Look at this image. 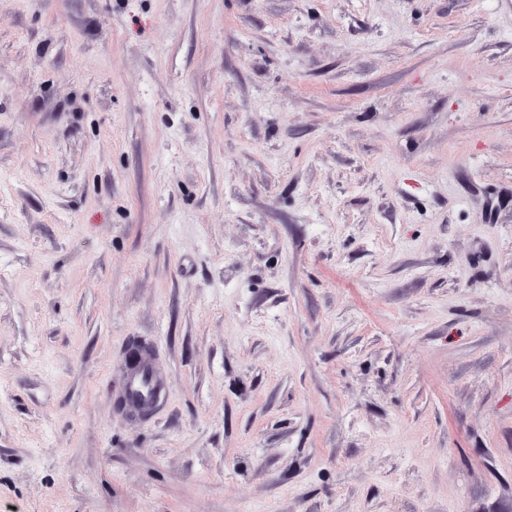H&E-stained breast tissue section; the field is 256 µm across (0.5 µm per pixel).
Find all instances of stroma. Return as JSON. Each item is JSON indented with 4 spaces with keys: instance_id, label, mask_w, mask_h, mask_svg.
<instances>
[{
    "instance_id": "stroma-1",
    "label": "stroma",
    "mask_w": 512,
    "mask_h": 512,
    "mask_svg": "<svg viewBox=\"0 0 512 512\" xmlns=\"http://www.w3.org/2000/svg\"><path fill=\"white\" fill-rule=\"evenodd\" d=\"M0 512H512V0H0ZM152 374V373H151ZM161 383L156 379L153 374L152 378H148L144 373L132 374L127 383V391L132 397L148 396L150 392L154 391L156 394L162 393Z\"/></svg>"
}]
</instances>
